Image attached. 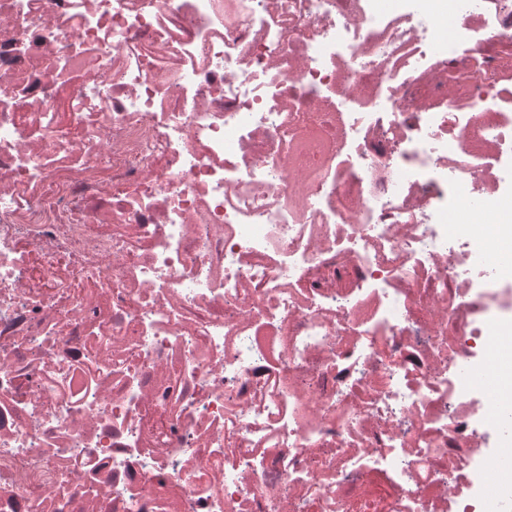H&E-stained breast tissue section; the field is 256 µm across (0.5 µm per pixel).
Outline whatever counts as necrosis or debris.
<instances>
[{"label": "necrosis or debris", "instance_id": "obj_1", "mask_svg": "<svg viewBox=\"0 0 512 512\" xmlns=\"http://www.w3.org/2000/svg\"><path fill=\"white\" fill-rule=\"evenodd\" d=\"M494 199L512 0H0V512H512ZM480 244L499 264L505 275L512 274V242L503 240L495 224L483 225Z\"/></svg>", "mask_w": 512, "mask_h": 512}]
</instances>
